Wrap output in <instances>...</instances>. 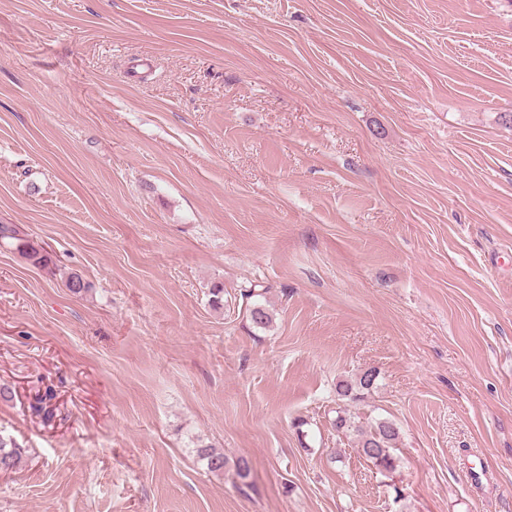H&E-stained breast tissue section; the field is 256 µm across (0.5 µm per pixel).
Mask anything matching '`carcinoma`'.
<instances>
[{"instance_id": "obj_1", "label": "carcinoma", "mask_w": 512, "mask_h": 512, "mask_svg": "<svg viewBox=\"0 0 512 512\" xmlns=\"http://www.w3.org/2000/svg\"><path fill=\"white\" fill-rule=\"evenodd\" d=\"M0 239L10 241V245L14 246L19 254L41 267L48 268L52 264L48 254L13 225H0ZM376 379L377 373L369 370L353 380H340L336 383L337 397L351 403L361 401L366 392L374 387ZM334 425L337 432L358 438L360 454L379 472L392 473L396 470L397 458L394 451L400 441V428L392 420L375 418L364 427L347 416L338 415ZM195 452L209 472H224V453L210 447H199ZM19 460L20 452L16 443L0 435V469H12L17 466Z\"/></svg>"}]
</instances>
